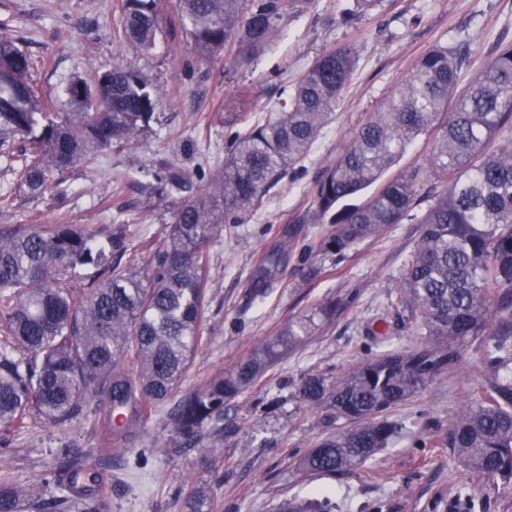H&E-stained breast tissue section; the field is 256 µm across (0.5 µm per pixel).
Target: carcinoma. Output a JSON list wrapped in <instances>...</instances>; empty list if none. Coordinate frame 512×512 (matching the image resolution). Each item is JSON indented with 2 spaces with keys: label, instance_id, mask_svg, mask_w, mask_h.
Wrapping results in <instances>:
<instances>
[{
  "label": "carcinoma",
  "instance_id": "obj_1",
  "mask_svg": "<svg viewBox=\"0 0 512 512\" xmlns=\"http://www.w3.org/2000/svg\"><path fill=\"white\" fill-rule=\"evenodd\" d=\"M314 0H177L178 23L196 62L225 54L247 64L270 50L284 20L308 12ZM381 0H354L350 18L369 15ZM118 38L147 54L160 33L161 0H117ZM460 50L436 45L420 55L351 144L314 183L312 207L292 224H329L323 252L342 256L409 216L421 234L403 264L397 303L424 346L388 349L357 361L336 376L309 373L297 387V411L330 412L349 426L320 440L298 460L306 475L336 476L365 465L393 442L401 426L385 413L460 365L459 345L481 336L489 390L465 403L437 444L457 458L470 485L512 483V43L465 87H459ZM31 58L14 39L0 36V155L28 144L20 184L40 195L54 174L94 164L114 145L133 146L158 121L147 76L122 62L66 87L69 111L50 117L25 82ZM357 51L344 44L318 56L293 90L275 105L278 117L241 120L227 143L224 168L181 201L163 242L143 266L121 267L112 255L126 250L125 225L104 237L75 224L0 229V431L33 417L59 427L93 418L130 475L144 481L140 433L156 408L178 394L200 341L209 272V244L231 236L264 204L266 194L303 163L354 80ZM432 136L426 163L394 179L358 205L346 201L382 181L418 136ZM165 190L184 187L185 173L166 169ZM297 233L279 235L255 261L250 295L264 299L286 248ZM96 276L83 293L67 278L78 268ZM347 298H326L291 316L278 332L181 395L167 414L170 433L160 448H199L225 435L224 407L249 392L275 362L323 331ZM77 448L60 450L40 491L0 481V512H110L111 478L81 479ZM326 496L283 502L278 512H334ZM180 512H212L200 488Z\"/></svg>",
  "mask_w": 512,
  "mask_h": 512
}]
</instances>
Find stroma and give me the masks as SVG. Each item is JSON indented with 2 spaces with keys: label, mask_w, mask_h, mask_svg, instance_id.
Returning a JSON list of instances; mask_svg holds the SVG:
<instances>
[{
  "label": "stroma",
  "mask_w": 512,
  "mask_h": 512,
  "mask_svg": "<svg viewBox=\"0 0 512 512\" xmlns=\"http://www.w3.org/2000/svg\"><path fill=\"white\" fill-rule=\"evenodd\" d=\"M162 5L157 49L131 54L115 37L120 26L116 0H0V34H10L32 58L29 81L39 88L47 111H63V90L73 77L87 79L122 61L148 76L162 117L136 148L112 147L94 166L66 171L59 188L40 196L21 188L14 173L17 157H0V225L77 224L105 230L123 224V264L144 262L149 245L163 241L183 196H162L158 173L167 166L182 169L191 195L201 188V176L223 168L225 142L238 117L227 107V96L247 88L253 112L272 118L279 96L292 90L319 54L351 43L358 50L356 76L303 171L267 194L261 210L239 226L237 239L218 238L210 245L202 340L182 391L229 368L304 307L335 294L351 303L226 411L225 421L239 432L211 451L226 467L223 477L206 472L198 449H157L145 465L156 474V486L144 491L113 483L111 512H178L192 480L205 486L213 512H277L282 500L317 494L329 496L336 512H456L461 467L430 437L447 431L467 397L489 384L482 352L471 340L460 348L458 369L441 372L416 397L391 409L388 418L402 431L364 466L336 477H307L296 469L297 458L331 432L323 414L304 418L296 413L294 394L302 375H337L351 362L378 354L386 341L402 349L424 343L395 298L420 225L410 219L388 225L379 237L327 259L318 248L330 225L301 224L300 245L289 251L264 301L251 298L250 275L272 237L269 223L287 228L292 217L311 207L315 178L422 53L437 44L464 50L460 77L466 83L493 60L498 45L512 42V0H382L371 16L354 23L343 20L353 0H315L309 13L285 22L272 51L242 67L224 56L192 64L189 39L168 34L177 21L176 0ZM263 397L277 398L278 404L265 419L253 420L250 407ZM7 440L0 452V480L36 483L68 444L79 445L88 468L106 463L102 434L80 420L64 427L32 426L8 434Z\"/></svg>",
  "instance_id": "obj_1"
}]
</instances>
